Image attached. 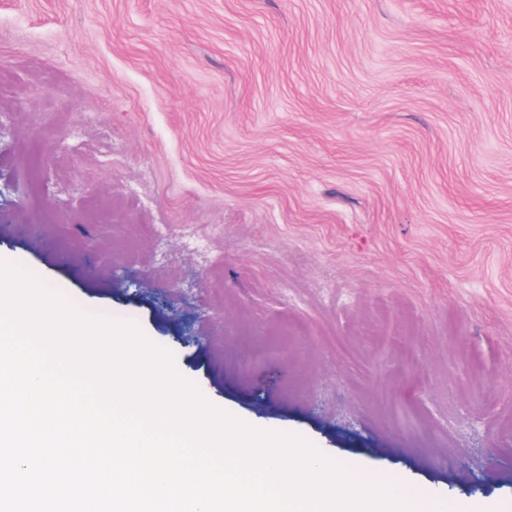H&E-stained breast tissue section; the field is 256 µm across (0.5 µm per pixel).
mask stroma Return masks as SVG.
Wrapping results in <instances>:
<instances>
[{
  "instance_id": "1",
  "label": "stroma",
  "mask_w": 512,
  "mask_h": 512,
  "mask_svg": "<svg viewBox=\"0 0 512 512\" xmlns=\"http://www.w3.org/2000/svg\"><path fill=\"white\" fill-rule=\"evenodd\" d=\"M0 259L253 428L512 512V0H0Z\"/></svg>"
}]
</instances>
